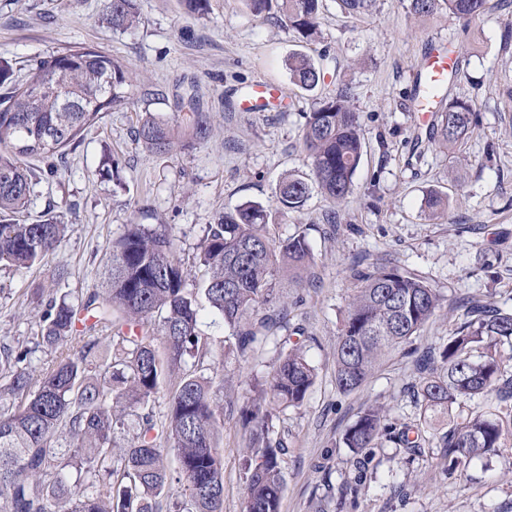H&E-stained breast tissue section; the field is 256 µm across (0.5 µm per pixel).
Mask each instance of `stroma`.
Segmentation results:
<instances>
[{
	"label": "stroma",
	"instance_id": "obj_1",
	"mask_svg": "<svg viewBox=\"0 0 512 512\" xmlns=\"http://www.w3.org/2000/svg\"><path fill=\"white\" fill-rule=\"evenodd\" d=\"M494 2L466 25L445 13L415 15L409 0H377L357 19L337 0H323L320 37L305 43L277 11L254 14L245 0H210L203 18L181 0H137L141 21L126 31L104 21L106 0H0V62L16 74L59 47L87 45L121 60L133 76L129 103L107 112L57 173L47 174L45 161H27L38 174L29 218L52 213L67 232L32 270L0 268V345L31 336L49 299L74 302L100 290L105 255L126 225L171 226L177 257L194 270L206 224L258 203L270 212L273 239L304 235L313 254L303 281L277 275L268 302L284 316L279 340L301 346L316 373L303 404L274 421L285 445L281 512H512V440L503 454L473 459L450 477L428 448L412 456L386 436L366 456L345 447V430L366 406H383L400 427L418 421L415 358L404 348L388 351L354 392L338 393L334 383L354 270L395 266L437 289L440 306L413 341L420 349L447 342L463 319V300L512 308V111L502 97L512 87V41L503 38L512 0ZM431 43L457 59L450 96L471 100L479 114L455 150L426 138L437 113L424 120L411 110L418 61ZM295 52L322 68L314 90L292 83L288 58ZM260 78L285 89L288 106L239 111V96ZM342 87L364 137L353 191L333 201L315 189L302 210L281 214L280 181L312 178L302 143L306 115ZM192 94L210 136L167 155L148 153L134 137L144 114L180 120ZM107 152L117 177L99 172ZM432 192L448 199L438 218L424 209ZM61 267L62 281L55 276ZM200 330L212 344L201 372L219 382L224 412V512H243L242 412L271 378L279 353L269 345L238 356L209 313Z\"/></svg>",
	"mask_w": 512,
	"mask_h": 512
}]
</instances>
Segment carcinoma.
<instances>
[{
    "instance_id": "carcinoma-1",
    "label": "carcinoma",
    "mask_w": 512,
    "mask_h": 512,
    "mask_svg": "<svg viewBox=\"0 0 512 512\" xmlns=\"http://www.w3.org/2000/svg\"><path fill=\"white\" fill-rule=\"evenodd\" d=\"M246 2L258 14L277 7L302 39H316L322 0ZM375 2L338 0L352 17L367 14ZM410 6L417 15L446 12L470 23L488 11L490 0H411ZM105 20L115 29L137 26V0H107ZM288 69L293 84L304 90L321 81L320 68L302 52L289 57ZM0 86L6 89L0 96V266L20 271L40 264L67 231L47 214L25 218L33 174L24 160H45L54 172L55 161L79 146L85 131L130 100L132 81L112 55L66 46L31 64L21 77L1 65ZM476 123L471 101L452 100L433 126L432 139L461 145ZM181 127L196 139L210 134L207 116L191 102L176 125L145 114L137 135L149 153L167 154L178 144ZM302 140L318 189L344 199L363 156L359 116L344 93L323 98L307 114ZM310 190L301 178H284L280 209H301ZM175 249L167 225H126L112 241L103 294L92 293L77 305L49 300L32 345L0 348V512H224L223 408L212 380L187 362L211 352L199 333L200 312L208 308L221 319L238 354L254 351L283 327V317L263 308L275 275L306 269L311 252L303 235L272 239L267 211L256 203L219 214L206 226L198 255L205 269L201 279L191 277ZM357 281L336 343L341 393L362 386L385 350L418 337L440 304L436 289L395 267L374 266L357 273ZM72 344L80 346L76 357L61 353L37 376L25 367L40 347L56 351ZM506 344L512 346V309L468 302L464 322L447 343L415 359L423 420L398 430L369 405L345 430L344 445L364 453L381 435L410 454L431 445L451 474L474 458L500 452L512 436V374L501 354ZM314 380V367L292 347L258 390L245 420V512H281L284 444L273 436L268 403L298 407ZM162 390L168 396L166 417L138 416L131 441L114 446L115 430ZM488 395L498 409L431 432L427 413ZM63 436L69 438L64 450L58 448ZM166 449L176 455L174 471L164 461ZM175 483L182 487L179 497Z\"/></svg>"
}]
</instances>
